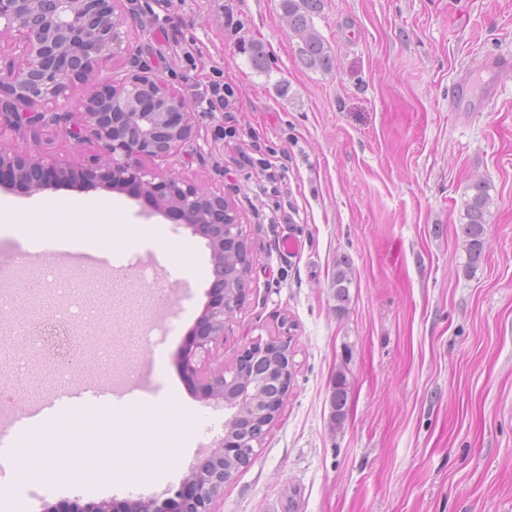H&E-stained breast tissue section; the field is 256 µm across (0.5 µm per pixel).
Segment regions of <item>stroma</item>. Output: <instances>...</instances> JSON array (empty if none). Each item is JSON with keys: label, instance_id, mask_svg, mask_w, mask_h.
Instances as JSON below:
<instances>
[{"label": "stroma", "instance_id": "35a3bbf8", "mask_svg": "<svg viewBox=\"0 0 512 512\" xmlns=\"http://www.w3.org/2000/svg\"><path fill=\"white\" fill-rule=\"evenodd\" d=\"M240 28L222 26L217 7ZM332 65L300 62L281 0H133L121 51L100 62L73 101L147 61L190 103L228 83L231 112H198L199 139L168 158L179 178L223 193L255 245L251 293L209 358L255 339L294 338L288 399L255 459L225 485L219 512H512V76L482 97L481 66L512 55V0H321L313 17ZM262 45L256 70L242 42ZM45 157L92 163L97 149L55 131ZM490 184L488 249L467 267L460 215L468 187ZM109 199L90 223L69 201ZM48 208L51 235L87 241L100 224L149 229L142 250L175 240L190 251L174 311L158 293L115 280L113 335L143 312L154 341L156 396L177 419L158 447L145 431L92 437L43 432L44 448L81 458L84 473L22 488L34 512L81 502L160 496L178 488L200 449L225 434L223 401L184 384L177 357L211 279L207 241L119 192L76 186L19 196L0 207ZM352 279L337 304L333 277ZM350 383L342 428L331 424L337 373ZM110 445L119 473L100 461ZM172 463L154 466L157 454Z\"/></svg>", "mask_w": 512, "mask_h": 512}]
</instances>
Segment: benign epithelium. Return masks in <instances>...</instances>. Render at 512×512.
Instances as JSON below:
<instances>
[{"mask_svg": "<svg viewBox=\"0 0 512 512\" xmlns=\"http://www.w3.org/2000/svg\"><path fill=\"white\" fill-rule=\"evenodd\" d=\"M125 0H0V34L15 37L12 51L18 64L0 68V130L7 126L23 136L29 131L63 129L79 144L96 145L100 154L83 172L107 191L132 190L152 200L153 212L174 214L179 223L209 241L214 275L208 301L181 349V375L208 400L236 408L225 422L226 435L239 438L207 449L173 495L163 499L104 500L83 504L78 499L46 505L42 512H216L224 486L241 463L226 467L236 453L256 456L258 428L268 430L278 418L291 384V348L281 351L273 372L279 394L267 399L265 380L247 375L255 359L267 354L270 340L251 342L230 362L206 368L201 355L224 345L230 322L249 293L255 246L241 232L236 213L224 195L188 183L163 169L164 161L198 139L195 108L147 62L132 60L133 73L120 85L95 91L71 109V93L87 80L101 60L119 46L127 22ZM155 165L149 167L146 161ZM78 172L67 158L46 159L31 147H0V189L29 196L57 190ZM240 251V283L224 285V244ZM33 323L42 331L47 355L62 341L77 343L74 328L59 333L55 322L41 316Z\"/></svg>", "mask_w": 512, "mask_h": 512, "instance_id": "1", "label": "benign epithelium"}]
</instances>
